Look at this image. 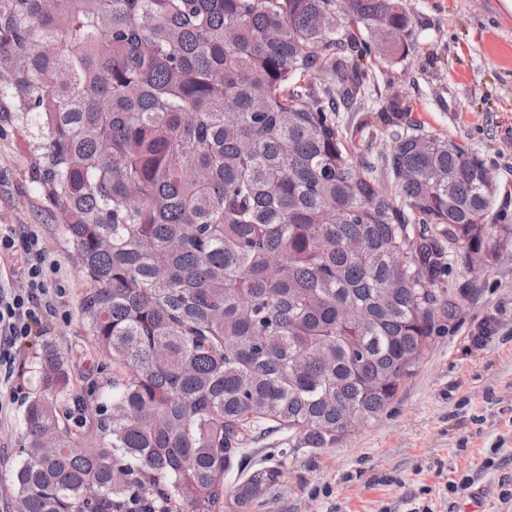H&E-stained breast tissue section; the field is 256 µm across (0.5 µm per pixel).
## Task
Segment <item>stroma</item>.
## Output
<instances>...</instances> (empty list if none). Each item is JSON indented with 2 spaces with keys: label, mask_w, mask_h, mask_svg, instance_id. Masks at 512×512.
Returning a JSON list of instances; mask_svg holds the SVG:
<instances>
[{
  "label": "stroma",
  "mask_w": 512,
  "mask_h": 512,
  "mask_svg": "<svg viewBox=\"0 0 512 512\" xmlns=\"http://www.w3.org/2000/svg\"><path fill=\"white\" fill-rule=\"evenodd\" d=\"M413 36L403 57L380 66L369 108L407 107L426 130L478 155L498 185L494 212L512 225V14L499 0H405ZM38 152L13 113L0 112V224L37 234L58 268L55 312L18 347L0 379V512H15L13 470L21 420L46 344L76 361L74 381L92 407L111 405L112 369L79 318L89 288L68 238L31 177ZM445 283L455 308L435 327L415 374L373 421L333 448L284 456L285 433L258 436L246 464L285 461L279 483L249 512H512L501 483L512 478V245L482 270L470 268L466 241L448 247ZM468 478L469 488L448 484Z\"/></svg>",
  "instance_id": "1"
}]
</instances>
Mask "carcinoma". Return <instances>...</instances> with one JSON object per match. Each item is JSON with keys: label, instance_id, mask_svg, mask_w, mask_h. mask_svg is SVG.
<instances>
[{"label": "carcinoma", "instance_id": "carcinoma-1", "mask_svg": "<svg viewBox=\"0 0 512 512\" xmlns=\"http://www.w3.org/2000/svg\"><path fill=\"white\" fill-rule=\"evenodd\" d=\"M412 35L403 0H0V112L113 369L111 414L74 431V366L42 347L18 512H220L230 474L245 512L284 467L244 472L258 430L333 448L415 374L448 243L485 265L512 229L468 148L411 120L378 168L342 131Z\"/></svg>", "mask_w": 512, "mask_h": 512}]
</instances>
